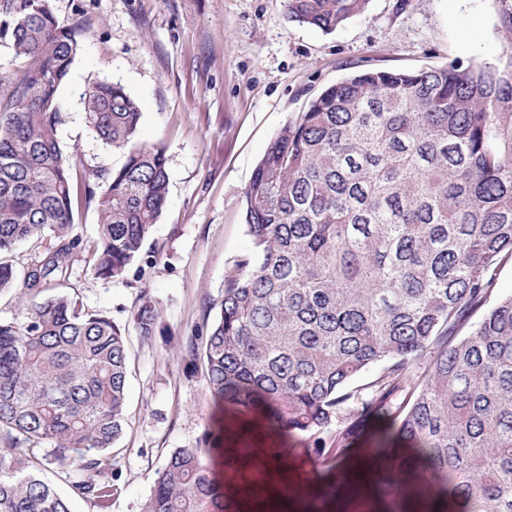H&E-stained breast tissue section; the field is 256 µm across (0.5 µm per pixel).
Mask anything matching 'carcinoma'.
I'll list each match as a JSON object with an SVG mask.
<instances>
[{"label":"carcinoma","instance_id":"carcinoma-1","mask_svg":"<svg viewBox=\"0 0 512 512\" xmlns=\"http://www.w3.org/2000/svg\"><path fill=\"white\" fill-rule=\"evenodd\" d=\"M368 2L287 0V12L332 32ZM0 43L22 63L0 77V294L37 297L63 286L82 247L71 234L76 172L57 139V94L80 40L49 0H0ZM85 111L125 153L83 182L99 213L92 270L120 278L163 212L166 158L138 142L142 112L121 85L94 81ZM242 207L251 250L190 348L216 402L314 439L324 470L308 512L336 498L342 462L375 419L410 448L375 449L386 512H512V295L495 291L512 258V52L494 66L360 70L330 84L269 144ZM45 238L17 270L16 246ZM157 320L143 301L139 333ZM430 346L421 371L414 361ZM127 354L119 325L63 291L0 319V512H71L45 472L68 482L72 459L79 492L112 499ZM216 458L232 466L222 419L205 447L170 454L143 512H242L212 477Z\"/></svg>","mask_w":512,"mask_h":512}]
</instances>
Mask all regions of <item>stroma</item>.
Returning <instances> with one entry per match:
<instances>
[{
    "label": "stroma",
    "instance_id": "35a3bbf8",
    "mask_svg": "<svg viewBox=\"0 0 512 512\" xmlns=\"http://www.w3.org/2000/svg\"><path fill=\"white\" fill-rule=\"evenodd\" d=\"M59 25L76 28L81 50L58 91L57 138L78 175L119 168L88 124L92 81L121 84L138 102V140L160 145L169 191L140 260L120 278L93 273L90 247L98 212L75 197L66 291L125 332L129 424L113 449L118 487L100 508L59 484L72 512H142L158 471L178 448H199L214 403L189 350L224 295V278L251 241L241 199L268 145L309 100L351 72L440 67L452 61L495 65L512 51L502 16L512 0H370L366 12L325 33L289 20L285 0H50ZM150 297L159 323L140 335L134 314ZM224 409V453L252 449V464L281 445L292 486L311 490L322 469L312 438L242 429Z\"/></svg>",
    "mask_w": 512,
    "mask_h": 512
}]
</instances>
